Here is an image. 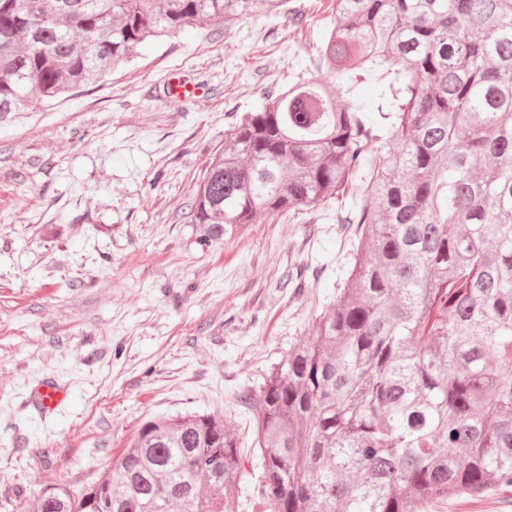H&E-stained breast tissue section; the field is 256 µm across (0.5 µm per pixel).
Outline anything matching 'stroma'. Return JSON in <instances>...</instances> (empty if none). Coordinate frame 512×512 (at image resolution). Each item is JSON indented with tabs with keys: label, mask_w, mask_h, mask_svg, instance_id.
<instances>
[{
	"label": "stroma",
	"mask_w": 512,
	"mask_h": 512,
	"mask_svg": "<svg viewBox=\"0 0 512 512\" xmlns=\"http://www.w3.org/2000/svg\"><path fill=\"white\" fill-rule=\"evenodd\" d=\"M289 4L299 20L191 28L0 117V512L98 480L155 415H223L250 450L237 392L334 304L354 240L336 202L261 216L210 249L183 220L230 124L313 70L328 2ZM175 75L205 92L166 98ZM46 377L66 397L44 417L27 400ZM427 512H512V490Z\"/></svg>",
	"instance_id": "35a3bbf8"
}]
</instances>
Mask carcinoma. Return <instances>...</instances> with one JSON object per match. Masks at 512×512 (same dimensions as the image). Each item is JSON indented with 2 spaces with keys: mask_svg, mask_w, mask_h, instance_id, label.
<instances>
[{
  "mask_svg": "<svg viewBox=\"0 0 512 512\" xmlns=\"http://www.w3.org/2000/svg\"><path fill=\"white\" fill-rule=\"evenodd\" d=\"M329 2L317 74L228 129L184 213L206 247L332 198L357 225L336 303L238 395L259 475L223 417H151L100 479L28 512H416L512 488V0ZM287 3L0 0V117L151 38L297 19Z\"/></svg>",
  "mask_w": 512,
  "mask_h": 512,
  "instance_id": "1",
  "label": "carcinoma"
}]
</instances>
